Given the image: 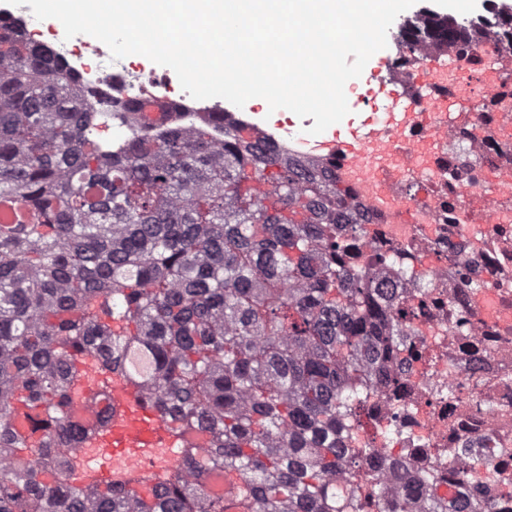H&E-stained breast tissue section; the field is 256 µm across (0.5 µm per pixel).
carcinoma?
<instances>
[{"label":"carcinoma","mask_w":512,"mask_h":512,"mask_svg":"<svg viewBox=\"0 0 512 512\" xmlns=\"http://www.w3.org/2000/svg\"><path fill=\"white\" fill-rule=\"evenodd\" d=\"M52 48L0 19V512H224L236 471L250 512H351L340 475L358 422L347 391L397 356L374 289L336 265L345 190L242 129L169 125L131 106L118 154ZM277 168L273 181L265 171ZM151 372L144 402L182 437L181 468L141 494L72 482L89 430L77 360ZM425 512H474L465 493Z\"/></svg>","instance_id":"1"}]
</instances>
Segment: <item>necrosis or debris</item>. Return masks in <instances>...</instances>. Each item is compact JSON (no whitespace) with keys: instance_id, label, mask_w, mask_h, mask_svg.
Wrapping results in <instances>:
<instances>
[{"instance_id":"4bbe7bcc","label":"necrosis or debris","mask_w":512,"mask_h":512,"mask_svg":"<svg viewBox=\"0 0 512 512\" xmlns=\"http://www.w3.org/2000/svg\"><path fill=\"white\" fill-rule=\"evenodd\" d=\"M15 19L31 37L54 41L65 68L101 97L96 128L113 150L131 135L135 101L185 127L235 116L167 75L113 60L91 36L56 41L26 13ZM432 22L423 11L387 34L396 53L384 79L423 113L391 134L376 198L345 155L318 158L364 219L346 235L342 260L369 285L394 291L406 332L400 356L410 363L399 373L367 369L354 386L362 403L349 445L365 451L356 494L366 500L377 476L391 489L386 512H420L416 485L430 481L447 495L469 448L490 465L484 512H512V8L485 0L462 18L461 36L416 40ZM430 57L446 63L425 83L420 68Z\"/></svg>"}]
</instances>
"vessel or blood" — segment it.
I'll return each mask as SVG.
<instances>
[{
    "label": "vessel or blood",
    "mask_w": 512,
    "mask_h": 512,
    "mask_svg": "<svg viewBox=\"0 0 512 512\" xmlns=\"http://www.w3.org/2000/svg\"><path fill=\"white\" fill-rule=\"evenodd\" d=\"M389 63L385 51L376 52L360 77L345 85L350 108L366 100L376 101V108L361 123L345 124L312 135L313 118L303 120V132L296 143L306 152L340 150L350 156L354 168L369 165L382 145L389 125L395 122L396 93L387 89L382 73ZM107 406L112 409L109 423L96 430L74 454L83 482L123 483L131 477H144L149 482L174 475L180 464V438L159 412L147 406L137 386L120 373L110 376Z\"/></svg>",
    "instance_id": "b4317fda"
}]
</instances>
